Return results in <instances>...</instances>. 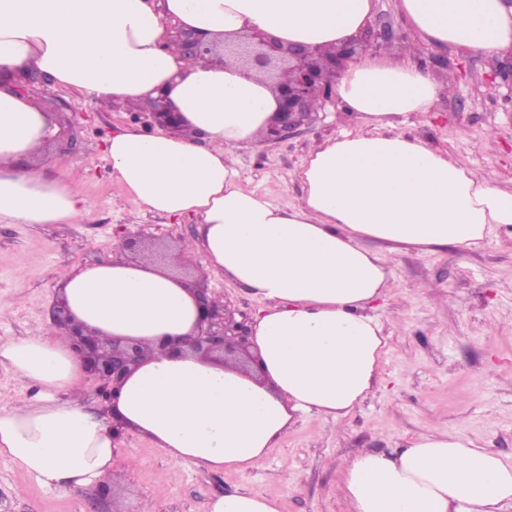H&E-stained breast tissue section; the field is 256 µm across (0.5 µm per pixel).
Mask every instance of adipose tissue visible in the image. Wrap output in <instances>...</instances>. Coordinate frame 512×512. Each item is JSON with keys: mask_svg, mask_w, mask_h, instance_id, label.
Wrapping results in <instances>:
<instances>
[{"mask_svg": "<svg viewBox=\"0 0 512 512\" xmlns=\"http://www.w3.org/2000/svg\"><path fill=\"white\" fill-rule=\"evenodd\" d=\"M395 5L412 42L346 64L335 96L360 127L309 150L298 172L305 193L283 208L237 186L234 155L263 145L286 71L272 80L231 53L206 64L184 55L170 29L220 46L257 28L331 52L371 25L375 0H0V222L73 224L88 213L79 183L32 166L57 128L12 78L41 73L101 106L135 108L161 95L179 112L178 129L112 135L111 176L146 211L196 216L200 234L183 252L202 254L207 270L261 303L251 341L262 363L249 374L169 352L166 340L189 335L197 320L189 287L169 270L116 256L63 280L61 293L90 333L141 345L118 410L125 430L176 462L243 472L300 416L339 421L362 406L387 345L373 309L393 278L370 242L466 250L512 228V188L397 130L456 82L426 74L420 46L510 53L512 0ZM0 367L34 389L0 406V455L57 490L104 481L116 453L112 416L85 407L84 362L65 331L52 325L0 341ZM339 488L349 512H512V463L434 428L403 447L357 455Z\"/></svg>", "mask_w": 512, "mask_h": 512, "instance_id": "ef3b65f1", "label": "adipose tissue"}]
</instances>
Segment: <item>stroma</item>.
I'll return each instance as SVG.
<instances>
[{"label":"stroma","mask_w":512,"mask_h":512,"mask_svg":"<svg viewBox=\"0 0 512 512\" xmlns=\"http://www.w3.org/2000/svg\"><path fill=\"white\" fill-rule=\"evenodd\" d=\"M428 74L454 69L457 84L432 112L406 118L400 132L448 152L467 168L495 175L512 186V92L496 76L506 57L488 60L456 49L422 47ZM26 94L56 117L47 178L66 173L90 204L79 224H1L0 295L12 307L0 314V340L26 336L50 321V307L72 269L107 261L124 232L143 231L162 262L196 237L197 219L144 211L115 181L102 159L106 136L131 128L129 109L101 108L82 93L33 83ZM358 124L353 113L327 103L287 140L241 150L234 165L243 189L277 205L298 204L304 188L295 173L312 144ZM393 271L379 315L387 338L382 371L369 398L346 419L316 415L292 425L267 457L244 472L194 470L153 443L128 433L120 440L109 494L98 503L110 512L112 496L127 512H207L224 492L244 490L277 499L280 512H347L337 490L345 463L364 451H385L431 428L464 430L482 447L512 462V237L500 234L478 248L428 252L412 246L373 243ZM186 282L218 292L235 315H254L257 299L242 285L207 274L201 255L173 269ZM138 459L126 468L124 451ZM0 507L6 512H85L84 493L41 486L0 457Z\"/></svg>","instance_id":"stroma-1"}]
</instances>
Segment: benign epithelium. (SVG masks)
<instances>
[{
	"label": "benign epithelium",
	"mask_w": 512,
	"mask_h": 512,
	"mask_svg": "<svg viewBox=\"0 0 512 512\" xmlns=\"http://www.w3.org/2000/svg\"><path fill=\"white\" fill-rule=\"evenodd\" d=\"M182 51L194 58L211 63L221 62V57L211 55V48L200 38L178 35ZM394 41L392 30L379 32L368 29L363 35L343 44L330 55L319 50L283 44L261 30H253L236 51L245 64L263 72L273 73L284 68L289 79L276 83L278 110L266 130L265 140L279 143L313 119V115L326 103L333 101V86L337 74L345 62L357 50L368 51L380 43ZM150 124L172 128L179 122V114L169 106L156 104L150 113ZM149 236L141 231L127 233L118 248L134 250L144 247ZM198 308L195 331L180 339L166 342L173 352L188 347L203 357L243 355V362L259 364V358L250 350L249 319H236L226 305L216 303L207 288L191 286ZM53 323L70 336L73 345L82 355L85 373L96 382L97 396L103 406L117 401L122 384L141 363L140 345L130 339H114L105 342L96 336L85 334L83 325L69 312L63 298L58 297L52 307Z\"/></svg>",
	"instance_id": "obj_1"
}]
</instances>
